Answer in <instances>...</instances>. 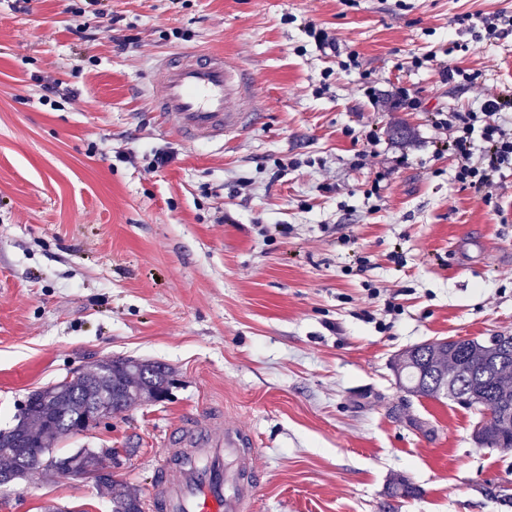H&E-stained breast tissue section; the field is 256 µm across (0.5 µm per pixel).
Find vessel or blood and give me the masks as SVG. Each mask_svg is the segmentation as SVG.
<instances>
[{
	"label": "vessel or blood",
	"mask_w": 512,
	"mask_h": 512,
	"mask_svg": "<svg viewBox=\"0 0 512 512\" xmlns=\"http://www.w3.org/2000/svg\"><path fill=\"white\" fill-rule=\"evenodd\" d=\"M153 111L172 114L189 142H214L256 124L255 85L243 68L204 49L178 50L157 62ZM253 434L225 422L222 412L181 421L162 441L151 512H250L261 481Z\"/></svg>",
	"instance_id": "vessel-or-blood-1"
}]
</instances>
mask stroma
Returning a JSON list of instances; mask_svg holds the SVG:
<instances>
[{
  "mask_svg": "<svg viewBox=\"0 0 512 512\" xmlns=\"http://www.w3.org/2000/svg\"><path fill=\"white\" fill-rule=\"evenodd\" d=\"M81 5L0 0V429L104 357L153 360L176 379L168 399L59 452L111 449L115 478L144 491L165 433L217 409L256 437L254 512H504L486 491L512 478V451L478 447L474 411L408 395L393 363L512 334V168L482 199L432 122L512 87V29L477 43L456 24L512 16V0H102L126 47L77 40ZM310 22L360 68L319 52ZM181 48L250 72L258 124L178 138L148 90ZM448 59L473 82H442ZM53 81L75 99L42 104ZM399 88L420 107L392 109ZM159 150L174 160L149 169ZM396 475L419 497L387 498ZM48 500L111 512L93 482L37 473L0 491V512Z\"/></svg>",
  "mask_w": 512,
  "mask_h": 512,
  "instance_id": "stroma-1",
  "label": "stroma"
}]
</instances>
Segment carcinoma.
I'll return each instance as SVG.
<instances>
[{
	"mask_svg": "<svg viewBox=\"0 0 512 512\" xmlns=\"http://www.w3.org/2000/svg\"><path fill=\"white\" fill-rule=\"evenodd\" d=\"M402 389L413 396L433 400L455 399L453 390L473 398L470 409L486 419L489 427L475 443L481 448L512 449V426L503 429L500 420L512 423V357L500 358L490 339L463 343L440 340L416 345L403 355ZM120 396L114 397L115 389ZM169 368L125 357H109L82 375L32 391L14 415L15 424L0 429V482L15 483L31 472L56 477L55 468L83 471L106 491L112 512H142L138 491L114 479L100 477L98 448H78L48 461L47 448L73 436V424L97 406L112 414L143 401H159L169 393ZM392 498L414 499L419 489L405 476L387 488Z\"/></svg>",
	"mask_w": 512,
	"mask_h": 512,
	"instance_id": "cac0c4a2",
	"label": "carcinoma"
}]
</instances>
